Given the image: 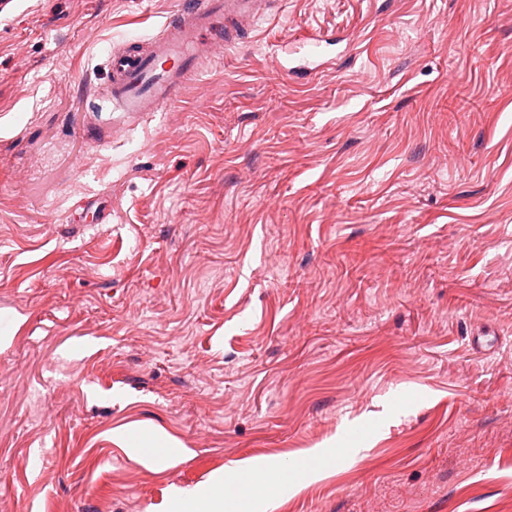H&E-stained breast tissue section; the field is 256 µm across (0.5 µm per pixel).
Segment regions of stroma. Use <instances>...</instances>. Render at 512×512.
I'll list each match as a JSON object with an SVG mask.
<instances>
[{"instance_id":"stroma-1","label":"stroma","mask_w":512,"mask_h":512,"mask_svg":"<svg viewBox=\"0 0 512 512\" xmlns=\"http://www.w3.org/2000/svg\"><path fill=\"white\" fill-rule=\"evenodd\" d=\"M178 2L0 0V512H512V0H288L113 111ZM112 441L122 448H130L131 457L138 461L157 458L159 448H175L171 440H163L149 431H136L130 428H118L112 432ZM278 472V465L274 462H268L263 468L256 470V482L254 477L243 475L239 478L237 487L240 490L252 488L249 492L232 491L223 480L213 489H196L186 495L187 507L184 510H176L178 512H195L198 509V500L204 502V510L206 512H223L229 511L226 508V499L228 497L249 501L255 497L267 498L276 491V488L270 484L269 477L271 474ZM255 482V483H254ZM225 492V496H224ZM225 504V505H224Z\"/></svg>"}]
</instances>
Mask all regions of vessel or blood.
Here are the masks:
<instances>
[{"label": "vessel or blood", "mask_w": 512, "mask_h": 512, "mask_svg": "<svg viewBox=\"0 0 512 512\" xmlns=\"http://www.w3.org/2000/svg\"><path fill=\"white\" fill-rule=\"evenodd\" d=\"M283 0H181L161 36L129 39L109 56L107 89L124 112H161L201 61L252 42L258 23L279 19Z\"/></svg>", "instance_id": "1"}]
</instances>
